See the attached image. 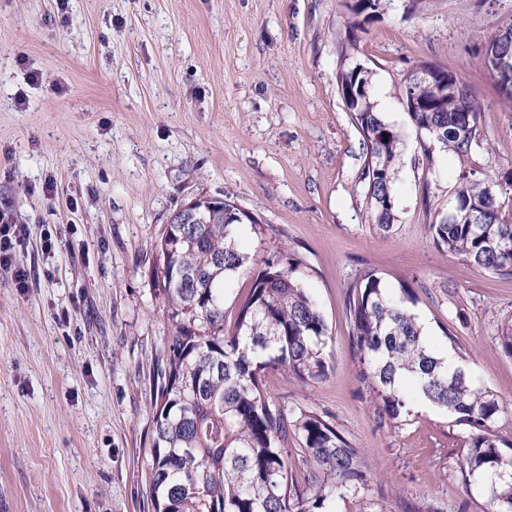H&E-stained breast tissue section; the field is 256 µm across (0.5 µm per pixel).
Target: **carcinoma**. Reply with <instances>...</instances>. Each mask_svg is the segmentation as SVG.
<instances>
[{
	"label": "carcinoma",
	"instance_id": "carcinoma-1",
	"mask_svg": "<svg viewBox=\"0 0 512 512\" xmlns=\"http://www.w3.org/2000/svg\"><path fill=\"white\" fill-rule=\"evenodd\" d=\"M385 0H356L346 28L369 19ZM355 38L340 43L349 80L371 81L356 71ZM421 79L410 71L401 90L424 156L430 143L453 152L460 165L456 206L428 224L435 249L492 275L512 278V172L490 190L493 178L476 171L473 153L487 144L475 94L456 71L430 62ZM352 124L366 149L361 181L370 220L383 232L395 221L394 175L401 136L384 120L373 94L361 97ZM230 198L179 212L158 242L153 271L156 295L173 332L156 361L149 494L154 512H337L336 502L361 504L358 512H386L364 501L371 484L361 449L336 424L314 412H287L267 388L283 375L303 390L327 379L330 334L303 285V262L278 243L255 272L250 291L226 328L224 283L247 269L239 237L261 224L230 219ZM416 297L386 287L375 269L356 273L346 296L350 332L360 351L359 377L374 394L381 421L400 427L424 400L468 428L470 448L459 465L466 483L487 494V512H512V448L493 433L503 407L495 391L477 384L467 365L423 334L412 309ZM498 344L512 356V317L501 321ZM307 469L293 472L290 445ZM401 512H438L421 498L400 497Z\"/></svg>",
	"mask_w": 512,
	"mask_h": 512
}]
</instances>
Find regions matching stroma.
I'll return each mask as SVG.
<instances>
[{
    "mask_svg": "<svg viewBox=\"0 0 512 512\" xmlns=\"http://www.w3.org/2000/svg\"><path fill=\"white\" fill-rule=\"evenodd\" d=\"M352 4L0 0V211L26 228L16 261L29 272L22 288L0 267V512H153L154 368L172 326L150 274L165 224L199 196L231 197L261 219L264 235L244 241L254 262L282 242L309 268L332 369L310 392L271 378L273 396L344 430L387 512L400 494L485 512L459 470L466 427L434 408L380 425L345 306L366 267L388 287L412 286L431 337L452 331L476 382L496 391L505 411L494 430L512 441V357L496 339L512 279L431 244L424 209L452 206L458 162L437 150L423 165L398 95L419 62L455 70L492 143L480 167L512 171V109L484 65L512 0H438L411 16L392 0L356 30V60L402 136L385 234L369 221L362 139L336 85Z\"/></svg>",
    "mask_w": 512,
    "mask_h": 512,
    "instance_id": "35a3bbf8",
    "label": "stroma"
}]
</instances>
